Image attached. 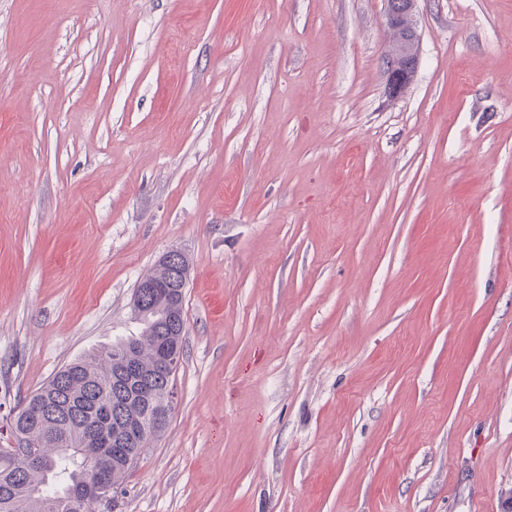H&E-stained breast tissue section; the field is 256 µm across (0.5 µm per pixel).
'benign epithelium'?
<instances>
[{"label":"benign epithelium","instance_id":"7a95c632","mask_svg":"<svg viewBox=\"0 0 512 512\" xmlns=\"http://www.w3.org/2000/svg\"><path fill=\"white\" fill-rule=\"evenodd\" d=\"M388 49L383 57L387 95L399 97L414 81L418 69L420 35L415 25L418 0H384Z\"/></svg>","mask_w":512,"mask_h":512}]
</instances>
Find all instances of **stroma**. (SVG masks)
<instances>
[{"instance_id": "35a3bbf8", "label": "stroma", "mask_w": 512, "mask_h": 512, "mask_svg": "<svg viewBox=\"0 0 512 512\" xmlns=\"http://www.w3.org/2000/svg\"><path fill=\"white\" fill-rule=\"evenodd\" d=\"M0 0V448L189 263L115 512H512V0ZM388 49L383 57L387 95L399 97L414 81L418 69L420 35L415 25L418 0H383Z\"/></svg>"}]
</instances>
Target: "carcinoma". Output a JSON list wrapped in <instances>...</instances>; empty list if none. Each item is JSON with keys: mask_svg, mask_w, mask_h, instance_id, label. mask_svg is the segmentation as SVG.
Segmentation results:
<instances>
[{"mask_svg": "<svg viewBox=\"0 0 512 512\" xmlns=\"http://www.w3.org/2000/svg\"><path fill=\"white\" fill-rule=\"evenodd\" d=\"M167 269L158 264L143 280L148 314L141 331L94 349L58 370L13 416L14 446L0 448V512H113L137 458L127 456L150 428L154 412L173 408V381L184 352L178 335L184 297H164ZM106 455L111 490L82 502L76 492L89 463Z\"/></svg>", "mask_w": 512, "mask_h": 512, "instance_id": "carcinoma-1", "label": "carcinoma"}]
</instances>
